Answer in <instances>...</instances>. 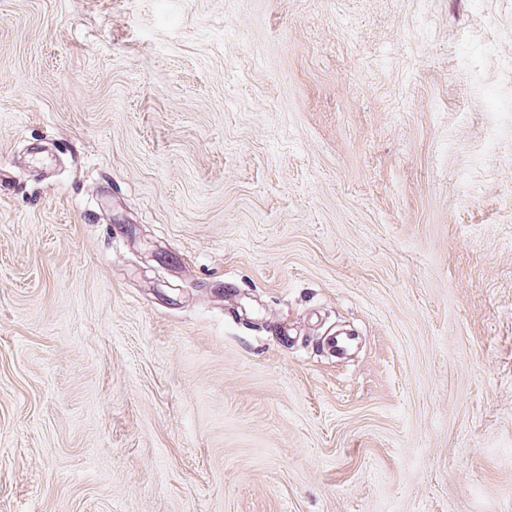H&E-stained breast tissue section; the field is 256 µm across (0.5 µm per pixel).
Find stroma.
I'll return each mask as SVG.
<instances>
[{
  "instance_id": "stroma-1",
  "label": "stroma",
  "mask_w": 512,
  "mask_h": 512,
  "mask_svg": "<svg viewBox=\"0 0 512 512\" xmlns=\"http://www.w3.org/2000/svg\"><path fill=\"white\" fill-rule=\"evenodd\" d=\"M0 512H512V0H0Z\"/></svg>"
}]
</instances>
